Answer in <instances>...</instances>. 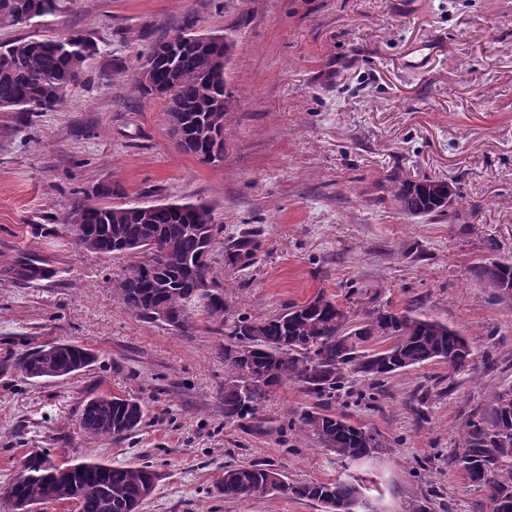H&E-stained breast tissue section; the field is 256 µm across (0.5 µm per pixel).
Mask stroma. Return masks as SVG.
I'll list each match as a JSON object with an SVG mask.
<instances>
[{"mask_svg":"<svg viewBox=\"0 0 512 512\" xmlns=\"http://www.w3.org/2000/svg\"><path fill=\"white\" fill-rule=\"evenodd\" d=\"M193 15L201 34L235 32L224 160L202 164L171 136L164 99L131 82L151 41ZM96 40L54 112H0V487L23 455L146 464L159 479L138 512H321L283 494L225 499V467L262 463L288 482L351 475L372 512H488L459 459L492 394L512 384V302L475 273L512 262V0H56L51 14L0 27V45L37 35ZM456 190L447 216L404 214L393 178ZM101 184L118 204L202 201L224 232L211 264L228 318L271 316L316 295L353 317L415 309L474 347L472 370L429 362L344 381L320 397L289 384L245 418L224 419L223 333L148 323L112 293L135 261L77 249L66 214ZM242 237L251 262L231 267ZM50 269L14 278L20 258ZM68 341L97 360L33 381L26 350ZM140 401L139 429L112 441L80 427L84 400ZM348 417L381 443L341 462L295 421ZM253 251L254 245L250 239H239L227 249L225 262L233 266H246L254 255Z\"/></svg>","mask_w":512,"mask_h":512,"instance_id":"35a3bbf8","label":"stroma"}]
</instances>
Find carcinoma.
I'll return each instance as SVG.
<instances>
[{
  "instance_id": "1",
  "label": "carcinoma",
  "mask_w": 512,
  "mask_h": 512,
  "mask_svg": "<svg viewBox=\"0 0 512 512\" xmlns=\"http://www.w3.org/2000/svg\"><path fill=\"white\" fill-rule=\"evenodd\" d=\"M44 0H0V27L17 26L23 18L39 13ZM195 22L183 20L186 38L172 49L153 41L142 65H151V82L133 78L145 95L160 86H172L176 96L166 101V114L180 113L178 125L170 127L180 148L183 136L193 140L187 153L200 163L206 155L224 149V139L214 137L211 118L224 116L237 102L228 76L235 45L234 32L224 41L202 46L194 37ZM99 54L93 39L77 34L63 40L20 39L0 50V111L52 112L64 102L67 92L79 79L88 60ZM118 195L108 185L96 187L97 203H79L83 223L89 230L84 250L107 255L125 252L128 244L156 243L160 261L143 254L126 272L112 280L114 294L132 313L145 322L163 320L165 310L184 316L188 325L195 319L215 323L224 329L229 345L224 347V420L243 418L255 410L268 394L289 383H301L320 397L329 396L346 374L354 372L379 380L399 370L426 362L448 363L452 373L469 367L473 347L459 331L425 315L407 310L400 316L388 311L369 312L352 322L350 311L318 295L302 305L265 317H241L229 321L224 289L217 279L210 256L223 225L199 224L188 203L155 206L141 213L112 205L106 199ZM399 208L415 216H443L451 205L448 185L430 179L402 180L395 186ZM248 238L232 244L225 262L245 266L253 257ZM204 270L206 285L218 290L215 300L204 302L186 293V284ZM484 286L497 293L502 281L512 282V264L489 259L477 267ZM16 275L27 281L47 277V268L22 262ZM389 345L380 351L367 350L373 340ZM94 362L86 349L70 343H56L32 349L15 363L22 377L59 378L78 373ZM144 410L135 399L98 396L88 399L81 410L80 425L90 437L121 439L138 430ZM299 430L320 447L348 462H359L375 453L381 443L371 434L347 421L344 415L303 411ZM512 429V385L495 391L485 425H474L465 441L462 468L467 478L487 487L489 503L512 512V446L504 448L496 440L501 428ZM49 452L29 451L17 464L13 479L0 490V499H25L42 505L49 499L72 500L77 512H127L140 496L150 466H114L85 460L74 464L70 478L61 481L50 472ZM267 468L259 465L224 469L221 492L239 499L260 492ZM282 493L315 501L323 512H362L366 499L352 476L328 483L287 484Z\"/></svg>"
}]
</instances>
